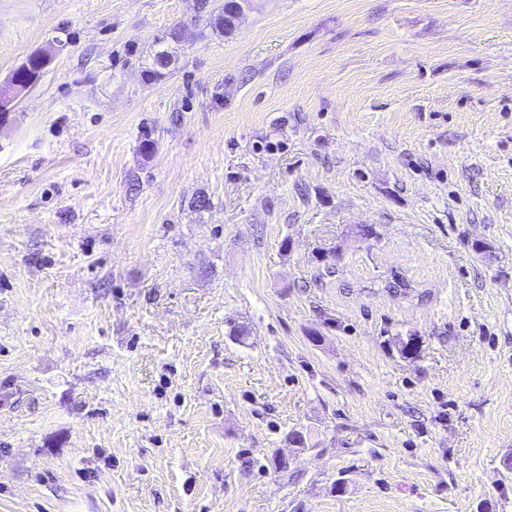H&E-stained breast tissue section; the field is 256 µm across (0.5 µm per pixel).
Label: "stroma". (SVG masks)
Segmentation results:
<instances>
[{
  "mask_svg": "<svg viewBox=\"0 0 512 512\" xmlns=\"http://www.w3.org/2000/svg\"><path fill=\"white\" fill-rule=\"evenodd\" d=\"M197 3L0 0V512H512V0ZM235 0H224V5L215 8L210 13V27L224 34L230 33L235 26ZM169 38L171 40L177 39L174 32H170L168 34H162L156 40L155 46H157V48L153 51L152 54V67L145 71L149 81L157 77H161L165 74V71L170 68L169 66L172 62L173 54L168 47ZM16 80L6 89L0 90V112L2 117L12 111L15 103L32 87L34 79L29 77L27 64L21 65Z\"/></svg>",
  "mask_w": 512,
  "mask_h": 512,
  "instance_id": "stroma-1",
  "label": "stroma"
}]
</instances>
